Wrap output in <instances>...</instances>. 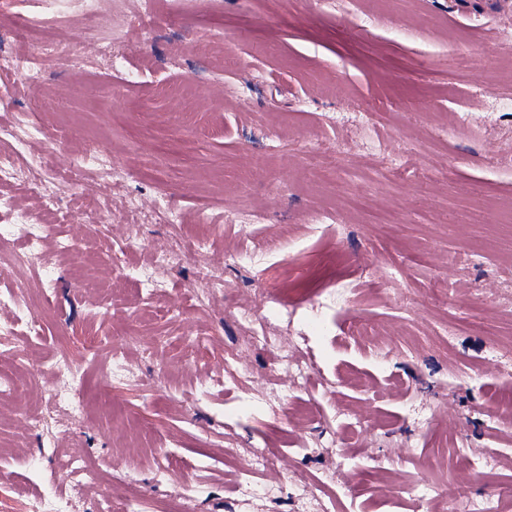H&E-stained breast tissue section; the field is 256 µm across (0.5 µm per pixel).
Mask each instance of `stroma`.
<instances>
[{
    "instance_id": "35a3bbf8",
    "label": "stroma",
    "mask_w": 512,
    "mask_h": 512,
    "mask_svg": "<svg viewBox=\"0 0 512 512\" xmlns=\"http://www.w3.org/2000/svg\"><path fill=\"white\" fill-rule=\"evenodd\" d=\"M155 2L153 29L127 46L140 84L120 86L103 58L91 76L47 66L43 88L25 96L0 72V120L25 114L43 127L27 155L56 141L63 168L94 146L123 170L111 193L91 176L54 204L63 214L101 197L111 239L94 227L46 230L50 248L78 239L56 263L57 304L31 343L41 357L69 352L85 379L88 414L58 434L60 450L79 444L89 463L129 471L107 492H136L153 510L177 490L157 473L156 444L195 469L203 512H313L284 488L320 484L340 448L360 495L345 497L350 474L337 469L335 483L321 484L337 512H427L411 492L426 485L441 488L448 512L490 498L512 512L501 494L512 487V420L490 413L512 392V352L492 344L512 336V238L495 213L470 204L479 195L512 205V116L491 118L470 94L512 85L500 41L512 0L494 12L461 0ZM19 10L26 26L0 25V53L46 27L96 53L75 0L58 14L39 0ZM367 14L376 19L368 29ZM462 109L465 126L453 121ZM398 148L434 180L393 182L387 155ZM136 199L209 238L207 253L152 268L150 246L173 233L135 214ZM319 209L334 218L321 236L307 223ZM132 224L138 243L129 246ZM279 242L284 250L261 267L224 262L245 245ZM202 261L223 265L226 284L203 302L193 293ZM291 272L323 293L355 289L362 319L356 327L332 309L328 335L308 337L322 411L298 424L265 377L270 353L245 345L249 332L232 314L262 309ZM392 275L399 290L385 286ZM93 328L108 342L89 350L83 336ZM130 333L140 352L131 380H119L105 360ZM231 353L249 382L222 375ZM202 382L213 385L209 398L196 396ZM40 391L29 386L19 405L0 401V468L22 493L67 492L74 512H88L91 497L62 472L60 451L21 415L39 406ZM247 448L276 459L261 476L266 497H238L224 465Z\"/></svg>"
}]
</instances>
